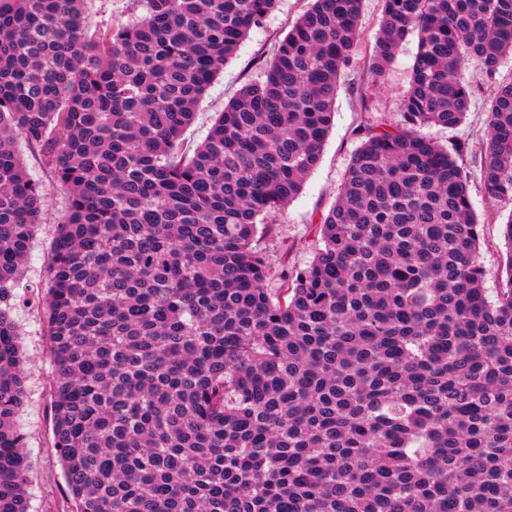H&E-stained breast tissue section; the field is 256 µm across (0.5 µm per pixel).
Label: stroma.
<instances>
[{
    "instance_id": "35a3bbf8",
    "label": "stroma",
    "mask_w": 512,
    "mask_h": 512,
    "mask_svg": "<svg viewBox=\"0 0 512 512\" xmlns=\"http://www.w3.org/2000/svg\"><path fill=\"white\" fill-rule=\"evenodd\" d=\"M309 6L310 0H279L276 9L264 18L262 24L250 31L225 64L223 72L209 86L194 123L184 133L185 148H194L203 140L217 112L223 109L237 88L260 78L258 59L270 58L278 38L287 33L290 25ZM382 10L381 0H363L358 41L353 58L339 80L333 125L319 162L294 200L258 227L255 246L270 267L271 287H279L280 273L305 268L316 252L320 221L334 204L344 172L359 145L354 130L367 118L359 101L362 87L374 85L376 112L385 114L393 122L400 119L399 104L410 86L417 39L412 36L401 44L389 70L380 78H373L367 70V62L379 35ZM484 104V97L472 99L466 121L457 129L427 127L423 133L444 145L457 138L479 140L485 132ZM24 160L31 176L42 184L46 222L36 231L25 263V279L16 288L12 302L11 316L20 333L26 387L17 425L24 434L23 451L29 461L26 490L30 512H71L62 467L52 446V365L39 308L55 226L65 213V195L56 182L46 178L32 154H25ZM471 201L483 225L484 286L492 294L505 276L502 224L512 210L488 201L477 191L472 192Z\"/></svg>"
}]
</instances>
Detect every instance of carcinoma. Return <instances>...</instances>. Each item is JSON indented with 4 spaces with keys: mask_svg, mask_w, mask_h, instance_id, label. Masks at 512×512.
<instances>
[{
    "mask_svg": "<svg viewBox=\"0 0 512 512\" xmlns=\"http://www.w3.org/2000/svg\"><path fill=\"white\" fill-rule=\"evenodd\" d=\"M0 0V512H29L11 316L42 192L67 195L41 307L71 512H512V212L484 287L470 180L512 203V0H383L401 121L359 131L312 261L269 286L259 220L320 158L363 0H313L193 152L181 136L278 0ZM474 65L490 85L461 77ZM488 93L487 134L446 147ZM132 0H88L86 14L92 30L111 24L114 21H126L131 15Z\"/></svg>",
    "mask_w": 512,
    "mask_h": 512,
    "instance_id": "cac0c4a2",
    "label": "carcinoma"
}]
</instances>
